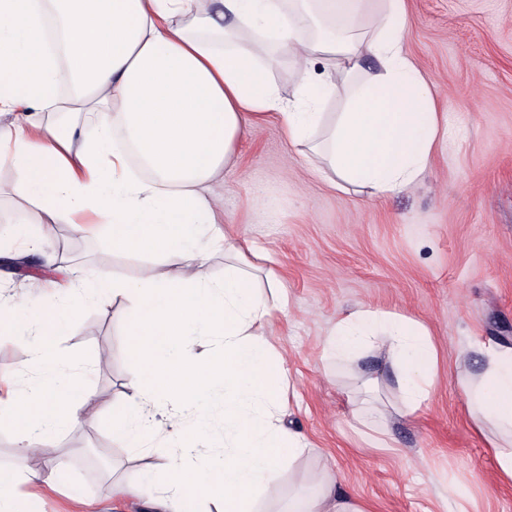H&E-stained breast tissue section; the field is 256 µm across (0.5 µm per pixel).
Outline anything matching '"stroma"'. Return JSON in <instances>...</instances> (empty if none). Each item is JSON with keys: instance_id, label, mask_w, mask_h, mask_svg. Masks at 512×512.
I'll return each instance as SVG.
<instances>
[{"instance_id": "35a3bbf8", "label": "stroma", "mask_w": 512, "mask_h": 512, "mask_svg": "<svg viewBox=\"0 0 512 512\" xmlns=\"http://www.w3.org/2000/svg\"><path fill=\"white\" fill-rule=\"evenodd\" d=\"M407 48L430 81L441 135L432 163L406 191L372 200L328 187L272 119L255 125L208 191L233 237L263 253L288 298L267 339L291 375L289 429L314 445L282 468L258 512H284L289 497L330 472L369 512H445L455 487L470 495L468 512H512V485L501 483L489 447L466 414L462 385L482 370L474 339L512 346V0H407ZM25 213L39 248L21 260L0 258V298L25 302L44 282L41 306L58 296L62 268L87 276L135 279L157 256L113 253L105 229L76 232L67 221L41 235L42 212L0 180V239ZM365 306L418 319L439 354L438 380L416 416L403 417L386 351L360 363L375 379L379 405L392 411L389 445L367 437L353 418L358 381L352 369H325L323 349L337 316ZM130 301L105 298L85 308L62 345L81 359L101 356L90 385L98 405L117 401L135 365L125 352ZM25 330L0 343V376L24 386ZM50 455L66 467L67 487L27 484L40 512H146L117 500L112 480L155 478L153 457L130 459L104 421L83 419L59 433Z\"/></svg>"}]
</instances>
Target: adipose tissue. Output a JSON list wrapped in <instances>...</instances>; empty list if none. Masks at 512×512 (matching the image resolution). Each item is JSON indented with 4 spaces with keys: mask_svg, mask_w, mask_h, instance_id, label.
<instances>
[{
    "mask_svg": "<svg viewBox=\"0 0 512 512\" xmlns=\"http://www.w3.org/2000/svg\"><path fill=\"white\" fill-rule=\"evenodd\" d=\"M0 0V172L13 173L44 222L94 212L112 228V249L166 256L134 280L75 279L51 307L33 309L26 387L0 399V425L18 434L20 458L43 456L42 471L0 473V512H34L18 487L60 484L61 463L45 446L66 426L98 417L88 370L59 346L81 306L109 297L132 301L125 321L127 354L136 368L110 416L113 442L131 457L149 449L163 482L139 495L156 512H255L274 490L283 460L311 448L279 415L291 386L288 367L266 338L285 299L269 304L255 284L257 251L221 226L206 185L232 160L239 139L276 118L291 147L316 159L331 188L383 199L413 185L430 164L439 136L432 87L406 50L405 0ZM59 14L61 41L51 49L47 16ZM274 47L299 68L330 62L321 78H303L290 96L275 86L262 55ZM374 58L377 71L364 68ZM70 83L69 100L60 87ZM329 97L339 112L325 119ZM91 112L93 138L75 115ZM223 243L231 261L220 279L206 277L203 241ZM201 337L218 343L197 352ZM387 348L403 415H414L436 385L437 351L426 326L396 312L360 307L341 314L325 358L353 365ZM484 361L465 385L469 415L490 441L500 480L512 483V347L474 340ZM224 415V452L202 445L213 409ZM166 429L176 449L147 446ZM287 512H368L333 478L291 497Z\"/></svg>",
    "mask_w": 512,
    "mask_h": 512,
    "instance_id": "adipose-tissue-1",
    "label": "adipose tissue"
}]
</instances>
